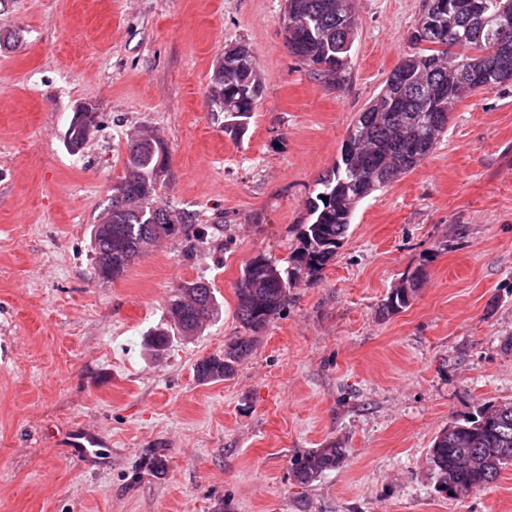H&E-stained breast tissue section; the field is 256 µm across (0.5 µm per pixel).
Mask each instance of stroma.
<instances>
[{
    "label": "stroma",
    "instance_id": "35a3bbf8",
    "mask_svg": "<svg viewBox=\"0 0 512 512\" xmlns=\"http://www.w3.org/2000/svg\"><path fill=\"white\" fill-rule=\"evenodd\" d=\"M423 4L355 0L351 63L330 80L289 51L285 0H0V512H512V466L447 496L428 463L451 422L512 403V82L458 102L433 154L358 204L234 377L194 372L244 333L248 261L287 267ZM234 44L263 82L238 136L210 101ZM82 105L98 127L75 152ZM144 127L168 148L160 201L206 234L102 282L90 228ZM419 269L410 307L382 316ZM195 279L220 309L187 339L167 308ZM81 429L98 439L86 466ZM330 446L339 467L299 484L294 459Z\"/></svg>",
    "mask_w": 512,
    "mask_h": 512
}]
</instances>
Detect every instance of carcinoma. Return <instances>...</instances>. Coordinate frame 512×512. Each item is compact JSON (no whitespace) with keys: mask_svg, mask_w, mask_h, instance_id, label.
Returning a JSON list of instances; mask_svg holds the SVG:
<instances>
[{"mask_svg":"<svg viewBox=\"0 0 512 512\" xmlns=\"http://www.w3.org/2000/svg\"><path fill=\"white\" fill-rule=\"evenodd\" d=\"M467 0H426L412 35L415 51L406 54L392 74L404 72L410 86L425 95L400 94L391 80L359 113L350 130L352 152L341 149L340 161L320 178L316 198L309 202L311 223L295 250L287 270L258 255L244 268L236 288L237 317L248 336H235L224 344V354L213 355L195 366L201 382L232 377L250 355L256 337L281 316L288 290L303 274L319 272L335 255L351 224L356 205L414 169L434 152L448 128V114L462 96L477 89L470 75L482 70L484 88L502 85L498 55L500 33L487 20L505 0H480L484 19L476 22L461 6ZM355 16L354 0H287L284 20L295 25L288 47L293 55L338 79L349 67L354 39L336 30V19ZM224 73L213 72L212 102L234 129L243 132L255 103L263 93L254 55L244 45L224 57ZM397 103L390 112L381 102ZM163 140L148 141L134 135L129 145L124 179L112 187V197L98 223L92 225L93 268L103 266L116 280L134 261L156 247V236L185 243L192 251L201 234L192 217L157 201V190L168 177V165L160 163ZM328 201H323L322 197ZM423 274L406 278L382 303L392 315L411 305ZM217 311L211 285L187 281L171 300L169 316L183 336L198 334ZM344 448H318L294 459L293 473L301 484H310L332 471L345 456ZM429 463L441 493L459 487L481 489L493 484L501 471L512 465V404L482 407L473 418L452 422L429 449Z\"/></svg>","mask_w":512,"mask_h":512,"instance_id":"obj_1","label":"carcinoma"}]
</instances>
